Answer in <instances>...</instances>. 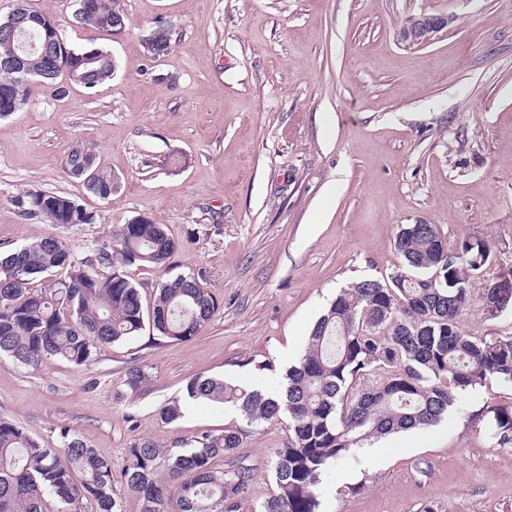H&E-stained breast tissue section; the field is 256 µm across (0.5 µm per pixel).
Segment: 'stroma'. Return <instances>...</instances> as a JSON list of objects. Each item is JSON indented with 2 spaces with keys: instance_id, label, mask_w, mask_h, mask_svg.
<instances>
[{
  "instance_id": "35a3bbf8",
  "label": "stroma",
  "mask_w": 512,
  "mask_h": 512,
  "mask_svg": "<svg viewBox=\"0 0 512 512\" xmlns=\"http://www.w3.org/2000/svg\"><path fill=\"white\" fill-rule=\"evenodd\" d=\"M51 19L75 48L117 61L95 93L36 83L0 118V250L53 237L77 254L138 216L178 250L167 266H129L143 294L200 275L218 308L186 342L138 336L101 346L90 366L33 369L0 358V418L51 448L61 430L120 470L138 440L176 448L243 425L233 410L188 401L159 410L196 376L263 391L286 385L310 329L340 289L393 274L402 225L433 224L449 248L489 241L486 278L512 271V0H120L124 33L75 23L74 0H0ZM453 24L424 45L400 32L419 14ZM172 48L150 55L157 26ZM78 145L119 178L111 200L64 168ZM38 188L76 199L95 223L61 226L13 204ZM461 328L512 336V310L473 303ZM146 382L134 391L129 369ZM512 408V383L477 389L462 410L419 433L382 437L326 469L320 512H512V444L497 445L479 409ZM287 420L248 427L213 466L253 468L239 512H259Z\"/></svg>"
}]
</instances>
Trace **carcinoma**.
<instances>
[{
  "instance_id": "obj_1",
  "label": "carcinoma",
  "mask_w": 512,
  "mask_h": 512,
  "mask_svg": "<svg viewBox=\"0 0 512 512\" xmlns=\"http://www.w3.org/2000/svg\"><path fill=\"white\" fill-rule=\"evenodd\" d=\"M74 20L112 31L117 0H75ZM13 40H0V57L19 54L29 78L61 76L92 91L117 70L112 53L93 42L50 59L29 47L59 29L45 15ZM29 85L0 97V110L16 112L33 94ZM68 174L93 195L108 200L119 182L86 146L72 149ZM14 203L27 217L52 224H93L96 215L65 195L24 190ZM434 224H407L396 246L402 265L386 279H364L342 289L318 318L287 385L270 395L212 377L186 385L190 400L228 404L246 425L288 418L290 437L272 465L274 490L260 512H319L324 471L351 449L411 428L438 423L471 399L490 379L512 382V336L480 338L459 325L490 265L492 250L482 239L440 252ZM176 243L146 217L116 227L82 255L59 239L22 244L0 256V357L37 368L52 358L75 365L94 360L97 349L138 335L150 325L157 336L186 342L211 319L217 302L195 274L162 283L144 308L139 287L120 272L124 265H165ZM42 279L40 288L33 287ZM185 405L173 399L160 409L167 425ZM497 444H512V411H494ZM244 430L195 439L192 448H160L141 441L127 449L120 472L82 439L61 432L62 446L47 448L22 427L0 419V512H123L114 487L143 501L142 512H236V496L254 470L213 468L218 456L240 447Z\"/></svg>"
}]
</instances>
